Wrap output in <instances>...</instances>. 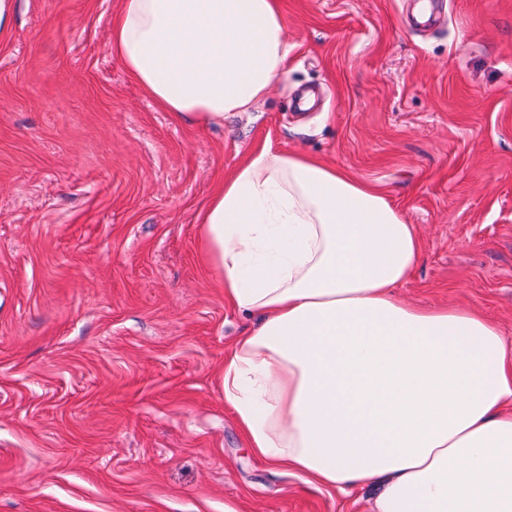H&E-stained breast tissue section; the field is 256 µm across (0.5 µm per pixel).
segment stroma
Returning <instances> with one entry per match:
<instances>
[{
  "instance_id": "obj_1",
  "label": "stroma",
  "mask_w": 512,
  "mask_h": 512,
  "mask_svg": "<svg viewBox=\"0 0 512 512\" xmlns=\"http://www.w3.org/2000/svg\"><path fill=\"white\" fill-rule=\"evenodd\" d=\"M284 0L286 75L186 127L111 50L120 0H12L0 30V512H374L377 489L256 458L219 373L252 320L198 256L265 146L385 189L424 255L410 305L512 342V0ZM314 103L300 109L302 93Z\"/></svg>"
}]
</instances>
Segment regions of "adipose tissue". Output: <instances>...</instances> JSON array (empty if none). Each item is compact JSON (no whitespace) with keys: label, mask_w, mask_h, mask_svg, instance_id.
<instances>
[{"label":"adipose tissue","mask_w":512,"mask_h":512,"mask_svg":"<svg viewBox=\"0 0 512 512\" xmlns=\"http://www.w3.org/2000/svg\"><path fill=\"white\" fill-rule=\"evenodd\" d=\"M114 57L180 122L252 111L288 57L282 0H120ZM424 253L380 188L299 151L211 194L199 257L255 316L220 384L254 456L375 512H512V345L475 310L400 301Z\"/></svg>","instance_id":"adipose-tissue-1"}]
</instances>
